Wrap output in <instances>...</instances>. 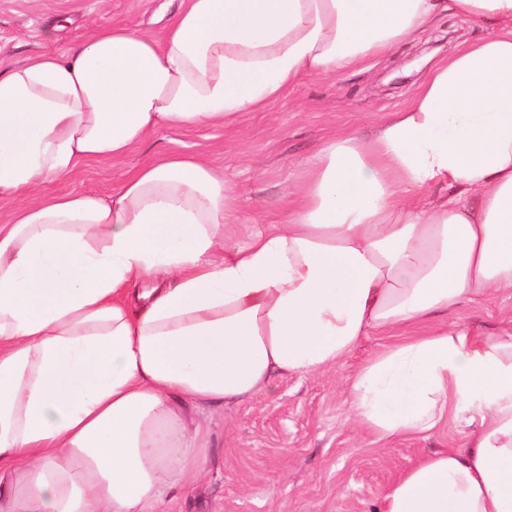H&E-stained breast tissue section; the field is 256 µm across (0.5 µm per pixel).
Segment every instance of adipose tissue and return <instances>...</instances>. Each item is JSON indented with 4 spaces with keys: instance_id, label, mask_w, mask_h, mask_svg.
Listing matches in <instances>:
<instances>
[{
    "instance_id": "adipose-tissue-1",
    "label": "adipose tissue",
    "mask_w": 512,
    "mask_h": 512,
    "mask_svg": "<svg viewBox=\"0 0 512 512\" xmlns=\"http://www.w3.org/2000/svg\"><path fill=\"white\" fill-rule=\"evenodd\" d=\"M454 12L494 35L438 61L373 138L327 142L286 217L238 236L221 171L171 155L111 195L43 184L160 127L230 126ZM0 512H157L207 474L210 410L389 337L350 379L378 438L451 420L378 512H512V333L442 325L512 292V0H183L0 69Z\"/></svg>"
}]
</instances>
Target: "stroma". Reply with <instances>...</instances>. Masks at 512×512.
Segmentation results:
<instances>
[{
    "instance_id": "35a3bbf8",
    "label": "stroma",
    "mask_w": 512,
    "mask_h": 512,
    "mask_svg": "<svg viewBox=\"0 0 512 512\" xmlns=\"http://www.w3.org/2000/svg\"><path fill=\"white\" fill-rule=\"evenodd\" d=\"M182 0H0V68L41 52H67L92 29L122 21L162 39ZM493 27L448 14L365 68L305 76L267 110L236 126L167 127L119 161L95 162L65 191L111 194L127 172L170 154L224 172L241 221L287 211L300 171L345 130L371 133L402 108L427 70ZM448 321L470 331L512 325V296L463 303ZM383 336L364 337L341 362L298 377L277 376L254 399L213 410L208 473L161 512H376L388 486L427 452L459 444L454 425L425 439L378 440L350 417L346 386Z\"/></svg>"
}]
</instances>
